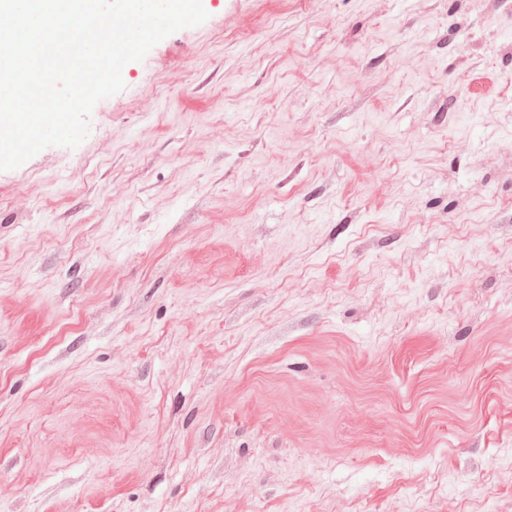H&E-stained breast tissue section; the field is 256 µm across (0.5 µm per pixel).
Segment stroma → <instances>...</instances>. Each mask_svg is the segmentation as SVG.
Listing matches in <instances>:
<instances>
[{
    "instance_id": "1",
    "label": "stroma",
    "mask_w": 512,
    "mask_h": 512,
    "mask_svg": "<svg viewBox=\"0 0 512 512\" xmlns=\"http://www.w3.org/2000/svg\"><path fill=\"white\" fill-rule=\"evenodd\" d=\"M0 171V512H512V0H202Z\"/></svg>"
}]
</instances>
